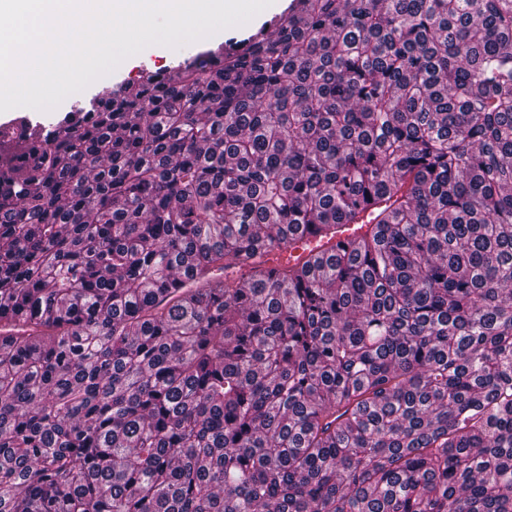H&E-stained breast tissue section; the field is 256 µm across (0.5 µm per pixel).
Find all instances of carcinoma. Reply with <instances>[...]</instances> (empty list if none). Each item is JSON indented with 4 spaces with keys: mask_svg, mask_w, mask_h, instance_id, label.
I'll return each mask as SVG.
<instances>
[{
    "mask_svg": "<svg viewBox=\"0 0 512 512\" xmlns=\"http://www.w3.org/2000/svg\"><path fill=\"white\" fill-rule=\"evenodd\" d=\"M0 512H512V0H290L0 124ZM281 6L279 9L273 11H264L256 18L251 20L244 26L224 29L219 31L216 35L210 37L206 41H196L182 46L179 49H170L162 45H151L154 47V57L149 63H143L142 51L133 60L127 62L125 65L116 68L112 73L96 80L93 84L88 86L84 91L79 94L67 97L56 109L50 112H41L34 109L19 110L11 109L9 111L0 113V124L11 121L16 116L23 114L35 120H49L58 112L70 110L72 107H86L89 106L90 101L100 92L103 88H111L122 83L132 82L137 79L139 71L143 67H152L154 69H169L185 61H191L196 54L201 50L205 44L221 43L228 39L234 38L235 40H243L251 34L258 31L266 22L275 16L283 13L290 0H279ZM369 212L363 217V223L359 224H335L330 233L325 236L314 235L304 231L296 239L288 250L277 252L280 260L285 261L289 256H300L299 260L304 262L311 258H322L338 250L339 243H347L356 240L361 236L370 235L375 227V220L368 221Z\"/></svg>",
    "mask_w": 512,
    "mask_h": 512,
    "instance_id": "carcinoma-1",
    "label": "carcinoma"
}]
</instances>
